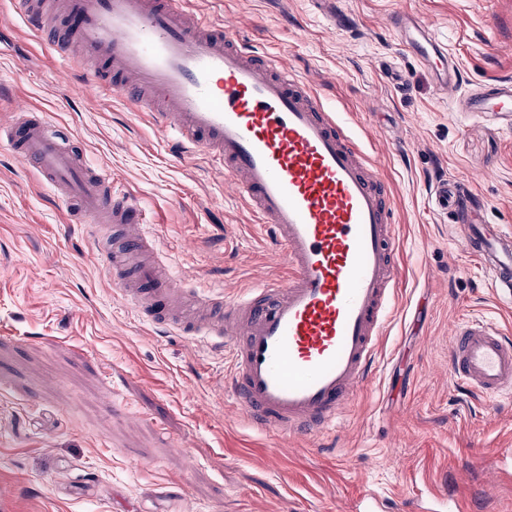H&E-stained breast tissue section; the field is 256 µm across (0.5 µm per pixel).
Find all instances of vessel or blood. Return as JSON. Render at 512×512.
<instances>
[{"label": "vessel or blood", "instance_id": "1", "mask_svg": "<svg viewBox=\"0 0 512 512\" xmlns=\"http://www.w3.org/2000/svg\"><path fill=\"white\" fill-rule=\"evenodd\" d=\"M190 4L65 0L78 22L73 32L45 24L43 0H12L11 10L58 56L79 35L91 58L83 89L112 87L161 132H175L186 152L208 155L266 228L284 276L230 300L186 289L162 273L148 214L109 171L91 169L67 134L29 117L0 125V138L81 220L101 228L98 250L110 257L124 302L154 327L223 353L220 391L239 418L281 438L321 435L367 389L400 283L388 192L335 112L283 57L254 50ZM391 25L403 52L431 69L442 92H455L457 68L430 29L407 13ZM464 109L512 115V81L480 86ZM434 197L492 294L512 302V234L482 220L480 202L457 184L439 182ZM449 367L470 391L512 396V339L494 322L460 325Z\"/></svg>", "mask_w": 512, "mask_h": 512}]
</instances>
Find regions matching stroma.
I'll use <instances>...</instances> for the list:
<instances>
[{
    "label": "stroma",
    "mask_w": 512,
    "mask_h": 512,
    "mask_svg": "<svg viewBox=\"0 0 512 512\" xmlns=\"http://www.w3.org/2000/svg\"><path fill=\"white\" fill-rule=\"evenodd\" d=\"M195 12L281 54L362 136L395 211L403 283L370 388L335 431L281 440L226 418L227 363L157 330L114 290L95 225L77 222L0 140V504L6 512H352L373 494L397 512L450 491L465 512H512V402L456 384L457 325L512 334L438 182L474 193L512 231V119L461 108L404 56L390 25L416 15L466 89L512 77V0H192ZM80 47L60 60L13 19L0 28V111L73 136L150 215L170 274L226 295L276 279L271 246L205 155L124 96L78 91Z\"/></svg>",
    "instance_id": "35a3bbf8"
}]
</instances>
